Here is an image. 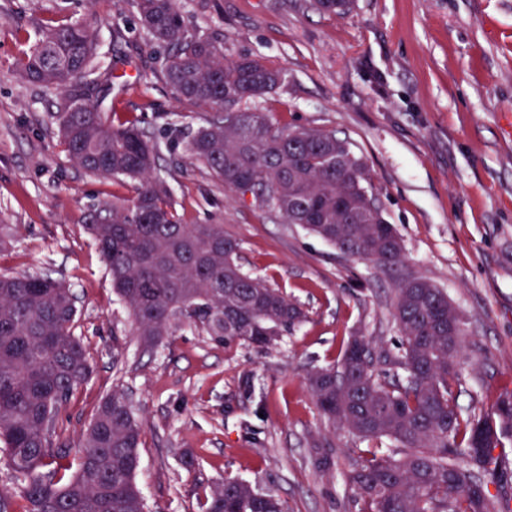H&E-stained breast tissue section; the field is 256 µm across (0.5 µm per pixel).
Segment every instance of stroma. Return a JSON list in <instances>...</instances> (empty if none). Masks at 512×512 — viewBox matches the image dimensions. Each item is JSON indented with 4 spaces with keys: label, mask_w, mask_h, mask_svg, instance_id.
I'll list each match as a JSON object with an SVG mask.
<instances>
[{
    "label": "stroma",
    "mask_w": 512,
    "mask_h": 512,
    "mask_svg": "<svg viewBox=\"0 0 512 512\" xmlns=\"http://www.w3.org/2000/svg\"><path fill=\"white\" fill-rule=\"evenodd\" d=\"M178 5L225 54L282 70L251 109L349 142L405 257L393 269L347 257L191 163L183 133L214 111L175 98L165 50L131 0H0V274H48L71 289L91 367L59 411L57 440L77 443L117 389L143 428L136 480L146 512H203L227 477L276 495L288 512H358L347 475L366 445L319 414L305 375L336 365L356 334L397 354L399 279H428L463 318L461 406L486 409L512 391V0H353L342 14L315 0ZM75 20L97 21V63L118 65L110 85H90L91 100L143 122L178 217L223 225L242 269L306 311L279 345L227 346L186 326L140 347L86 230L130 189L70 161L54 123L58 93L19 73L44 22Z\"/></svg>",
    "instance_id": "1"
}]
</instances>
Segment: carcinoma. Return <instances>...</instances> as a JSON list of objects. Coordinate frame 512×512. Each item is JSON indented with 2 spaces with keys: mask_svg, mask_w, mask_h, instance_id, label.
Wrapping results in <instances>:
<instances>
[{
  "mask_svg": "<svg viewBox=\"0 0 512 512\" xmlns=\"http://www.w3.org/2000/svg\"><path fill=\"white\" fill-rule=\"evenodd\" d=\"M152 40L165 48L166 83L180 101L217 115L190 134L187 152L231 193L299 224L342 254L392 268L404 259L393 225L369 193L368 172L348 141L318 129L274 125L247 106L282 81L254 58H229L191 29L177 0H134ZM91 21L45 25L19 68L33 86L64 97L58 133L70 160L104 179H127L132 195L87 229L112 286L146 348L185 325L226 345L274 346L305 318L279 290L242 271L239 244L222 224H184L154 177L158 146L138 121L102 112L66 77L97 74ZM233 98L239 113L224 116ZM70 290L48 275L0 274V442L24 483L26 512H145L136 482L142 428L132 404L112 391L82 435L76 471L56 445L57 416L90 374L73 332ZM392 318L401 337L393 379L378 369L372 341L353 337L332 368H312L318 411L371 445L348 475L360 512H512V393L488 409L463 411L451 390L462 376V317L421 277L400 280ZM498 488L493 494L489 485ZM203 512H287L283 501L239 478L214 485Z\"/></svg>",
  "mask_w": 512,
  "mask_h": 512,
  "instance_id": "carcinoma-1",
  "label": "carcinoma"
}]
</instances>
